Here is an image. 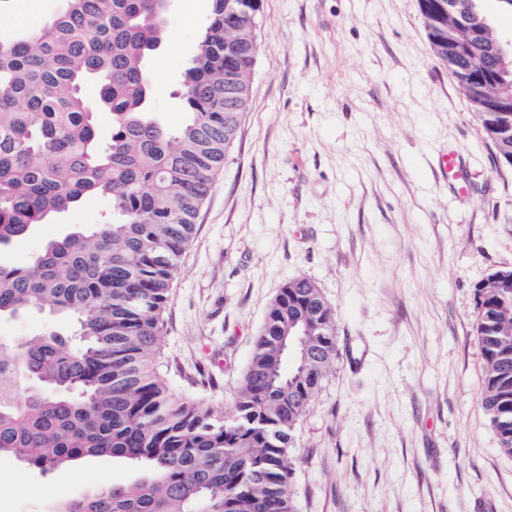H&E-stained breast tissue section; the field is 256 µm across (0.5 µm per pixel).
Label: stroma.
I'll list each match as a JSON object with an SVG mask.
<instances>
[{
  "label": "stroma",
  "mask_w": 512,
  "mask_h": 512,
  "mask_svg": "<svg viewBox=\"0 0 512 512\" xmlns=\"http://www.w3.org/2000/svg\"><path fill=\"white\" fill-rule=\"evenodd\" d=\"M65 0H8L0 34ZM210 0H174L148 67L153 110L185 118L178 81ZM251 103L180 259L164 313L171 388L230 411L269 303L294 276L336 311L339 355L299 423L297 512H512V456L481 403L476 289L512 269V167L448 69L419 0H263ZM461 159L465 191L440 169ZM91 198L0 262L97 223ZM135 470L90 458L42 475L0 456V512H63Z\"/></svg>",
  "instance_id": "obj_1"
}]
</instances>
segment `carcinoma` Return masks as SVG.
<instances>
[{
	"label": "carcinoma",
	"mask_w": 512,
	"mask_h": 512,
	"mask_svg": "<svg viewBox=\"0 0 512 512\" xmlns=\"http://www.w3.org/2000/svg\"><path fill=\"white\" fill-rule=\"evenodd\" d=\"M172 0H66L49 22L0 37V248L82 200L107 203L101 222L0 264V317L54 316L40 333L0 346V455L42 474L88 458L138 467L129 484L73 499L64 512H296L294 431L336 356V313L311 279L286 281L268 306L252 358L219 411L174 393L159 371L162 315L196 218L250 104L262 0H211L183 73L187 117L153 112L147 60ZM487 135L471 81L494 67L500 40L481 0H442L462 19L453 47L437 41ZM92 82L96 98L84 93ZM512 287H477L482 404L512 455ZM308 330V354L288 370L281 340Z\"/></svg>",
	"instance_id": "cac0c4a2"
}]
</instances>
